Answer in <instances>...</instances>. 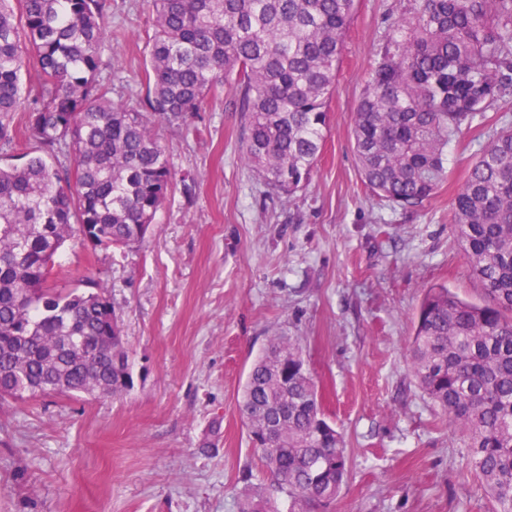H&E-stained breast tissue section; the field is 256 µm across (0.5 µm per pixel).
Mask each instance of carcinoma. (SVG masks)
Here are the masks:
<instances>
[{
    "mask_svg": "<svg viewBox=\"0 0 512 512\" xmlns=\"http://www.w3.org/2000/svg\"><path fill=\"white\" fill-rule=\"evenodd\" d=\"M147 92L112 102L100 81L107 0H0V400L119 396L133 388L103 281L58 288L55 257L93 225L92 250L142 245L174 176L153 126L184 125L233 82L246 119L240 158L291 196L323 146L327 100L357 0H152ZM367 72L352 121L362 181L414 208L448 177V144L512 94V0H419ZM25 113L21 132L14 113ZM479 303L426 289L407 364L457 428L494 512H512V123L492 129L452 203ZM239 413L290 501L327 508L350 459L324 415L299 336L251 367ZM241 512H279L247 488Z\"/></svg>",
    "mask_w": 512,
    "mask_h": 512,
    "instance_id": "carcinoma-1",
    "label": "carcinoma"
}]
</instances>
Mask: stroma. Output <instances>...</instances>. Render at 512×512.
Masks as SVG:
<instances>
[{"mask_svg":"<svg viewBox=\"0 0 512 512\" xmlns=\"http://www.w3.org/2000/svg\"><path fill=\"white\" fill-rule=\"evenodd\" d=\"M118 38L102 49L112 98L146 93L150 0H109ZM415 0H359L329 99L324 149L308 184L276 194L240 159L235 91L208 97L182 126L157 125L175 184L139 248L67 243L59 285L104 280L130 351L119 397L52 394L0 402V512H239L275 488L237 409L270 336L303 339L326 416L351 471L328 512H491L459 433L422 393L406 350L426 289L482 299L448 219L488 129H463L449 178L405 210L362 182L351 118L367 72ZM192 176L184 188V176Z\"/></svg>","mask_w":512,"mask_h":512,"instance_id":"1","label":"stroma"}]
</instances>
